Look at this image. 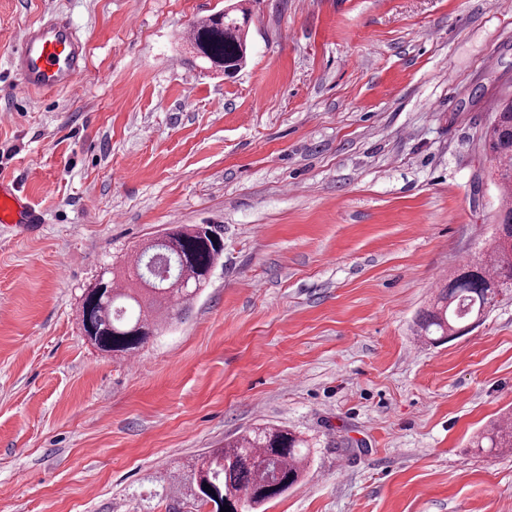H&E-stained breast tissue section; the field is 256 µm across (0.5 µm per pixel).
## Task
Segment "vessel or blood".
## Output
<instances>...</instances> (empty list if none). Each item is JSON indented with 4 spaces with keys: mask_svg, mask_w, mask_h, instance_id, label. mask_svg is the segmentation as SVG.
I'll list each match as a JSON object with an SVG mask.
<instances>
[{
    "mask_svg": "<svg viewBox=\"0 0 512 512\" xmlns=\"http://www.w3.org/2000/svg\"><path fill=\"white\" fill-rule=\"evenodd\" d=\"M86 46L69 21L50 18L26 32L13 56V66L27 92L48 95L68 87L84 71ZM42 214L18 189L0 181V225L37 224Z\"/></svg>",
    "mask_w": 512,
    "mask_h": 512,
    "instance_id": "obj_1",
    "label": "vessel or blood"
}]
</instances>
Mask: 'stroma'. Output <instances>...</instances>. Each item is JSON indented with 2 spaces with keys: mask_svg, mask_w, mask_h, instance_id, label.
<instances>
[{
  "mask_svg": "<svg viewBox=\"0 0 512 512\" xmlns=\"http://www.w3.org/2000/svg\"><path fill=\"white\" fill-rule=\"evenodd\" d=\"M226 4L0 0V179L43 215L0 228V512H168L163 477L260 422L318 441L265 512H512V449L470 444L512 418V298L415 335L492 242L512 0H248L232 78L186 43ZM56 16L87 65L39 98L12 57ZM171 224L220 225L223 265L101 353L84 289ZM479 139L483 150L496 162L493 179L502 190L512 188V97L499 99Z\"/></svg>",
  "mask_w": 512,
  "mask_h": 512,
  "instance_id": "35a3bbf8",
  "label": "stroma"
}]
</instances>
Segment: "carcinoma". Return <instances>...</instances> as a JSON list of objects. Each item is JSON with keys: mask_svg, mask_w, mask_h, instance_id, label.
I'll return each instance as SVG.
<instances>
[{"mask_svg": "<svg viewBox=\"0 0 512 512\" xmlns=\"http://www.w3.org/2000/svg\"><path fill=\"white\" fill-rule=\"evenodd\" d=\"M248 11L229 8L192 26L189 40L204 69L231 77L247 62ZM483 150L496 162L492 177L512 188V97L497 103L480 134ZM169 257L168 279L147 277L157 253ZM224 257L220 229L213 224L173 225L147 240L125 272L128 284L103 278L85 289L79 320L85 335L104 352L133 354L194 299ZM512 292V205L499 210L494 245L475 268L449 279L432 309L417 323L419 337L445 342L467 332V322L485 314L497 295ZM477 448H512V427L497 425L478 436ZM311 444L294 431L259 425L182 465L167 493L168 512H259L266 503L298 485Z\"/></svg>", "mask_w": 512, "mask_h": 512, "instance_id": "carcinoma-1", "label": "carcinoma"}]
</instances>
